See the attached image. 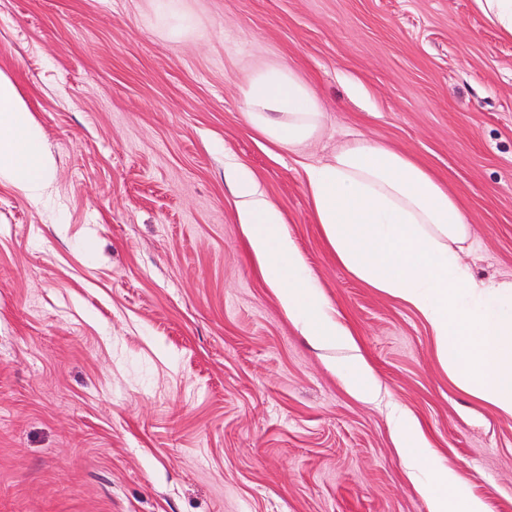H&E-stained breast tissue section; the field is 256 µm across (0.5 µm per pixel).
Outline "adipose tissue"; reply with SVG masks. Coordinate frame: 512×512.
Segmentation results:
<instances>
[{"label": "adipose tissue", "instance_id": "1", "mask_svg": "<svg viewBox=\"0 0 512 512\" xmlns=\"http://www.w3.org/2000/svg\"><path fill=\"white\" fill-rule=\"evenodd\" d=\"M241 92L249 126L277 148L299 152L323 130L315 90L288 66L254 69ZM54 176V158L29 102L0 70V181L39 203ZM224 179L260 273L285 313L317 345L353 351L350 388L376 400L371 367L356 355L352 330L311 284L281 211L245 163L227 160ZM306 190L337 259L418 312L456 386L512 417V279L483 281L463 264L470 221L447 186L409 154L357 139L329 161L308 165ZM390 417L396 446L430 512H487L485 501L441 465L414 417L396 409Z\"/></svg>", "mask_w": 512, "mask_h": 512}]
</instances>
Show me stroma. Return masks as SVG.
I'll list each match as a JSON object with an SVG mask.
<instances>
[{
  "mask_svg": "<svg viewBox=\"0 0 512 512\" xmlns=\"http://www.w3.org/2000/svg\"><path fill=\"white\" fill-rule=\"evenodd\" d=\"M0 0V70L56 158L32 204L0 182V512H429L386 403L418 419L488 512H512V417L450 380L425 320L354 277L306 165L353 139L412 155L472 218L462 260L512 276V39L474 0ZM288 63L326 108L301 153L244 115ZM253 169L372 366L315 346L262 278L224 181ZM181 0H156L154 21L167 28L175 36H184L193 29L192 16L185 11ZM349 373L350 389L353 393L367 401L377 399L379 391L375 377L371 367L361 356H352Z\"/></svg>",
  "mask_w": 512,
  "mask_h": 512,
  "instance_id": "obj_1",
  "label": "stroma"
}]
</instances>
